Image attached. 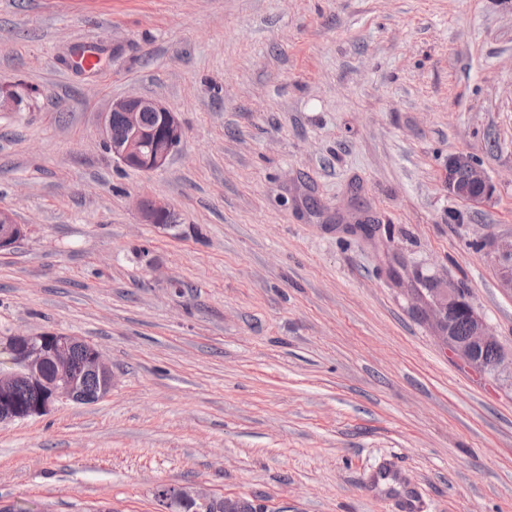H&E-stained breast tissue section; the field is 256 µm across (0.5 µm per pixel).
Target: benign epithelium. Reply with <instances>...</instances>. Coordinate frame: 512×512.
Returning <instances> with one entry per match:
<instances>
[{
    "mask_svg": "<svg viewBox=\"0 0 512 512\" xmlns=\"http://www.w3.org/2000/svg\"><path fill=\"white\" fill-rule=\"evenodd\" d=\"M121 114L125 136L112 139V113ZM158 112L164 125L152 129L145 124L144 113ZM101 127L112 155L123 165L133 164L137 158L147 157L151 171L165 166L171 153L145 155L148 142L159 134H167L178 146L183 130L176 113L160 101L141 96L115 99L102 113ZM448 195L474 204L493 197L494 185L480 164L469 154L456 152L448 156L446 172ZM137 210L145 224H156L162 216L176 222L168 205L155 198L137 200ZM26 233L25 225L16 222L13 214L0 209V251L13 248ZM482 247L496 267L497 286L512 296V237L485 241ZM429 299L424 301L425 313L432 318V329L439 341L468 367L488 376H499L505 366L512 365V354L503 350L493 327L475 311L465 293L450 282L444 288L426 289ZM467 318L466 335L455 337L459 314ZM81 359H76L77 351ZM496 351L494 359L486 363L483 354ZM114 387V377L101 352L85 340L63 332H45L30 335L16 332L0 342V424L25 420L50 413L60 403L91 404L107 396ZM30 399L17 401L19 392ZM156 495L165 503H191L217 512H240L238 499H217L193 485H160Z\"/></svg>",
    "mask_w": 512,
    "mask_h": 512,
    "instance_id": "7a95c632",
    "label": "benign epithelium"
}]
</instances>
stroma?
<instances>
[{
	"label": "stroma",
	"mask_w": 512,
	"mask_h": 512,
	"mask_svg": "<svg viewBox=\"0 0 512 512\" xmlns=\"http://www.w3.org/2000/svg\"><path fill=\"white\" fill-rule=\"evenodd\" d=\"M0 86L25 97L0 110V208L26 227L0 341L79 336L115 380L0 424V502L166 512L156 486L192 484L268 512H512V379L419 312L454 282L512 352L481 247L512 236V0H0ZM130 95L181 121L161 170L104 141ZM458 151L490 201L449 196ZM137 210L145 224H157L161 216H168L171 224H175L177 221L175 214L168 205L164 201L155 198H139Z\"/></svg>",
	"instance_id": "35a3bbf8"
}]
</instances>
